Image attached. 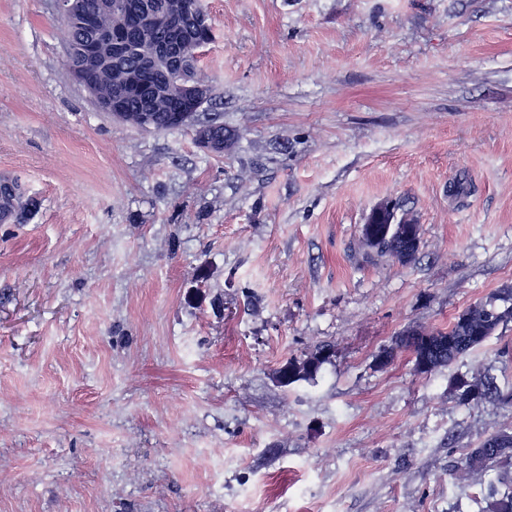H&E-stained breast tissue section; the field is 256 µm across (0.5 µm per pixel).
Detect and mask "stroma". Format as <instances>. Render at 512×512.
I'll return each instance as SVG.
<instances>
[{
	"label": "stroma",
	"mask_w": 512,
	"mask_h": 512,
	"mask_svg": "<svg viewBox=\"0 0 512 512\" xmlns=\"http://www.w3.org/2000/svg\"><path fill=\"white\" fill-rule=\"evenodd\" d=\"M203 5L220 157L101 111L49 0H0V176L38 202L0 223V512H478L457 467L512 405L455 382L512 389V320L376 357L512 286V0ZM387 199L411 264L362 243ZM509 304V305H508ZM507 306V308H503ZM512 316V288H502L485 300L478 301L458 312L445 329L421 330L410 328L395 340V346L383 349L377 355L380 366H387L394 358L396 348L409 350L414 358L415 369L428 374L435 369L456 362L493 336L500 324ZM496 328V329H495ZM420 336H429L425 344ZM384 354L386 361L380 357ZM421 367L424 369L421 370ZM328 352V348L320 346L305 359L293 357L286 360L277 370L282 377L281 385L286 387L304 377L317 373L327 361L326 353ZM308 363H310V366L307 368ZM478 399L512 404V392L506 394L502 393L496 386L493 378L485 377L483 381L480 380V383L472 384L471 387L462 394V400L467 403Z\"/></svg>",
	"instance_id": "1"
}]
</instances>
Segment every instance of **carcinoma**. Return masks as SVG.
Masks as SVG:
<instances>
[{"label": "carcinoma", "instance_id": "carcinoma-1", "mask_svg": "<svg viewBox=\"0 0 512 512\" xmlns=\"http://www.w3.org/2000/svg\"><path fill=\"white\" fill-rule=\"evenodd\" d=\"M83 7L97 14L95 28L89 29L83 24L81 15L74 14L70 19L61 22L65 33L66 47L74 58H79L80 49L90 38L112 30L119 18L105 9L99 8L100 0H82ZM186 38L192 55L186 65L198 69L200 54L196 47L202 40L212 42L214 34L190 26L180 28ZM171 38L168 32H152L146 37L137 36L129 45L118 62L107 58L97 67V79L104 85L120 82L124 75L140 70L144 53L154 43H163ZM150 111L153 112L157 130L170 131L172 126L167 122L169 98L158 97L152 101ZM5 191L0 193V209L5 212L16 211L25 213L34 206L33 200L24 198L17 181L3 178ZM512 316V288H502L488 298L478 301L457 313L445 329L421 330L410 328L397 336L395 346L382 350L386 360L381 365L390 364L397 348L409 350L414 358L418 373L428 374L435 369L456 362L475 349L497 332V327L505 322V317ZM329 349L320 346L315 352L304 359L290 358L279 368L282 385L288 386L304 377L319 371L326 362ZM487 399L503 404H512V392L502 393L493 378L486 377L483 381L471 385L464 391L462 400ZM512 466V425L500 428L497 432L484 438L475 448L469 449L465 457V467L469 472L484 471L497 467ZM485 506L481 512H512V475L503 474L499 483L488 486Z\"/></svg>", "mask_w": 512, "mask_h": 512}]
</instances>
